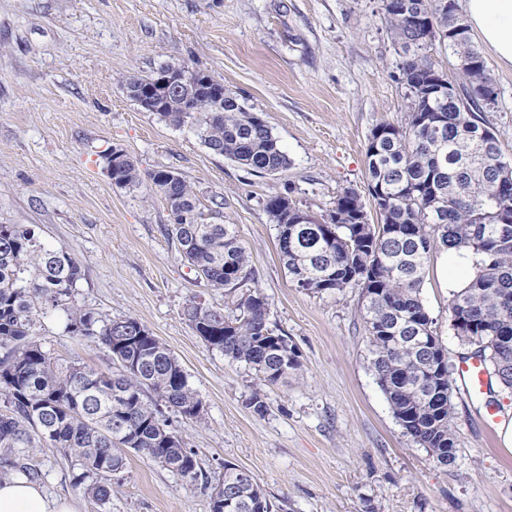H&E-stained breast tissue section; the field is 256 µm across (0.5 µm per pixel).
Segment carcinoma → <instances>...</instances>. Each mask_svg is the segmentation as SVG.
Listing matches in <instances>:
<instances>
[{"label": "carcinoma", "instance_id": "obj_1", "mask_svg": "<svg viewBox=\"0 0 512 512\" xmlns=\"http://www.w3.org/2000/svg\"><path fill=\"white\" fill-rule=\"evenodd\" d=\"M451 13L463 27L457 44L448 39V13L439 12L435 0H384L385 23L405 54L400 75L410 106L404 123L376 126L383 138L366 144L376 220L352 188L337 195L326 216L305 224L298 223L290 196L276 195L266 204L293 282L310 280L313 294L361 289L359 312L377 383L404 433L440 467L455 462L452 366L445 359L440 372L429 374L427 359L409 340L420 336L444 353L421 298L425 265L440 247L474 259L451 307L452 316H466L473 328L454 335L501 391L512 394V164L482 117L496 101L486 94L494 84L487 67L461 74L465 111L450 112L448 99L437 97L435 46L479 55L455 2ZM212 95L210 83L174 95L157 116L200 129L206 148L252 172L273 175L288 167L287 154L257 113L228 92L217 111ZM102 159L114 184L146 182L172 203L166 234L197 276L235 293L237 315L195 300L183 308L205 347L248 365L268 384L288 379L300 367L298 353L271 326L267 298L246 287L249 260L235 225L205 222L192 187L181 176L168 178L165 168L143 175L117 147ZM82 278L77 259L42 243L32 226L0 224V399L6 407L0 413V478H38L20 453L45 443L75 457V484L102 503L112 497L111 477L124 470L127 450L198 480L195 454L162 409L197 419L202 400L177 358L142 323L67 309L65 331L95 338L119 367L112 375L60 363L32 339L37 317L64 306ZM226 498L233 499V512H274L253 476L230 464L224 465L222 488L212 494V512H224Z\"/></svg>", "mask_w": 512, "mask_h": 512}]
</instances>
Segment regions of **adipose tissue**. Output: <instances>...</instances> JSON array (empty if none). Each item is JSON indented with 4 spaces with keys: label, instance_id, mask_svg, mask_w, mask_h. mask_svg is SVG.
Here are the masks:
<instances>
[{
    "label": "adipose tissue",
    "instance_id": "adipose-tissue-1",
    "mask_svg": "<svg viewBox=\"0 0 512 512\" xmlns=\"http://www.w3.org/2000/svg\"><path fill=\"white\" fill-rule=\"evenodd\" d=\"M470 24L492 55L512 67V0H465ZM0 512H79L75 501L49 495L25 478L0 481Z\"/></svg>",
    "mask_w": 512,
    "mask_h": 512
}]
</instances>
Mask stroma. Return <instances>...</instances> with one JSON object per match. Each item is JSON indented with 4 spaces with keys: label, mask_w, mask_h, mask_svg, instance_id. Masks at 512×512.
Masks as SVG:
<instances>
[{
    "label": "stroma",
    "mask_w": 512,
    "mask_h": 512,
    "mask_svg": "<svg viewBox=\"0 0 512 512\" xmlns=\"http://www.w3.org/2000/svg\"><path fill=\"white\" fill-rule=\"evenodd\" d=\"M382 0H0V224L36 226L84 273L70 305L133 317L179 360L203 404L171 416L201 477L187 481L135 453L100 503L73 484L75 461L30 449L39 485L80 512H211L225 465L249 471L280 512H512V452L486 417V397L453 385L456 461L442 468L407 436L371 368L359 291L311 294L284 268L269 197L290 194L327 214L344 189L366 190L365 147L378 124L403 123L404 54ZM170 63L203 69L271 128L290 164L260 175L207 149L192 130L142 111L122 84ZM497 101L484 118L512 160V67L488 59ZM119 147L141 171L179 172L210 223L235 225L251 285L301 367L270 385L208 350L183 319L192 300L223 307L164 231L163 197L113 184L102 155ZM427 263L421 298L450 364L466 348L451 328L452 293ZM41 317L37 340L61 362L114 365L94 339ZM260 397L265 414L248 406Z\"/></svg>",
    "instance_id": "obj_1"
}]
</instances>
